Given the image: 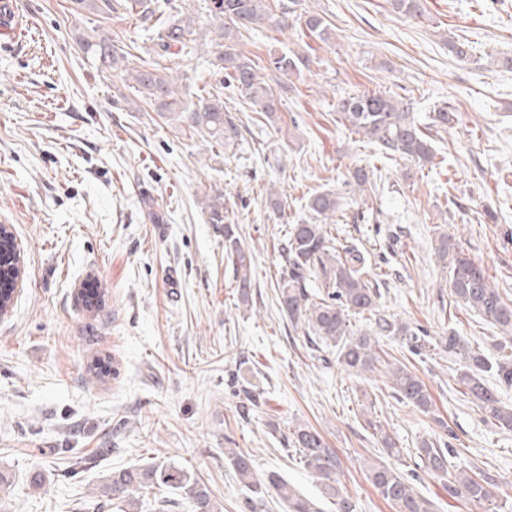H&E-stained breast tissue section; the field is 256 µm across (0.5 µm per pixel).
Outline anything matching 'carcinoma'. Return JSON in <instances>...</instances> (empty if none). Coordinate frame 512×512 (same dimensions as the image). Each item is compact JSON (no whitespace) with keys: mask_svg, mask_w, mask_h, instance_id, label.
Returning <instances> with one entry per match:
<instances>
[{"mask_svg":"<svg viewBox=\"0 0 512 512\" xmlns=\"http://www.w3.org/2000/svg\"><path fill=\"white\" fill-rule=\"evenodd\" d=\"M211 26L205 32L197 28L195 17L188 13L160 18L157 0H130L139 7L138 20L151 25L160 49L170 54H189L198 35L209 39L215 48L217 66L224 71V83L232 87L255 112L273 119L278 112V98L260 74V57L248 56L241 49L243 33L261 27L272 18L273 0H209ZM392 8L407 17L425 16L424 0H391ZM307 32L326 43L335 31L318 13L301 20ZM83 52L93 57L100 67L118 70L129 52L98 35L82 40ZM308 56L290 50L269 59L281 89L290 88L291 76L308 66ZM138 92L161 110L177 114L189 128L208 134L230 147L241 136V126L224 112L221 88L198 102L186 103L176 98L177 91L160 64L144 65L132 75ZM413 98L393 91L347 94L336 102L339 122L349 131L367 139L377 152L388 158L396 154L424 166L434 159L431 134L415 117ZM456 109L446 103L434 109L431 126L448 128L454 122ZM141 209L154 224L164 222L156 199L147 193L140 197ZM313 215L288 228L285 255L287 264L277 284L278 305L290 323L304 326L307 341L336 349L339 364L356 373L384 371L391 383L393 397L407 401L423 414H433V401L428 388L408 365L388 359L381 340L399 338L413 354H419L429 341L406 325L391 321L378 310L379 289L368 278L365 254L357 247L338 246L327 232L326 221L339 211L336 193L318 192L308 199ZM208 223L224 225V257L235 273L238 299L249 303L252 288V251L241 238L237 225L231 223L224 195L205 199ZM435 255L449 268L450 291L454 302L480 315L496 327L503 344L498 354L489 357L472 350L464 337L450 330L439 339L444 351L457 356L465 364L458 380L462 395L470 398L488 419L501 428L512 430V407L503 405L497 390L488 384L494 377L512 386V301L505 299L483 266L461 256L452 238L445 232L435 242ZM369 313L372 331L355 332L351 318ZM367 425L373 437L388 456L400 455L396 438L372 420ZM291 444L300 462L320 485L322 497L307 496L277 472L256 474L249 454L239 448L224 449V457L239 482L249 491L243 503L244 512H265L266 495L275 497L283 512H323L322 499H331L336 512H357L356 502L340 485L341 461L325 437L315 428L299 424L291 432ZM423 468L439 480L448 496L492 508L494 479L482 468L451 470L448 449L424 440L416 451ZM366 478L376 494L393 512H434V504L420 495L413 485L390 464L376 460L366 468ZM163 486L192 503L194 512H221L220 504L210 489L186 470L164 462L136 464L115 469L103 480L101 496L109 498L120 512H139L143 491Z\"/></svg>","mask_w":512,"mask_h":512,"instance_id":"carcinoma-1","label":"carcinoma"}]
</instances>
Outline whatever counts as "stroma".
Segmentation results:
<instances>
[{
    "mask_svg": "<svg viewBox=\"0 0 512 512\" xmlns=\"http://www.w3.org/2000/svg\"><path fill=\"white\" fill-rule=\"evenodd\" d=\"M21 2L27 41L0 45V224L10 225L24 269L0 317V475L12 485L0 512H116L97 495L103 476L155 461L189 471L222 512H242L247 491L228 448L249 453L258 474L279 472L316 497L287 449L299 424L336 448L358 512H392L363 473L381 453L368 415L396 436L402 454L392 467L437 512L483 508L449 498L416 465L425 439L448 444L453 468L489 470L499 512H512V431L463 400L458 357H409L436 402L434 416L422 415L389 397L378 374L349 373L329 350H310L303 328L278 311L274 288L289 225L309 219L311 195L332 190L342 204L327 229L364 251L382 314L433 339L453 329L472 348L497 349L498 330L454 303L434 243L449 232L512 300V69L498 63L512 56V0H426L423 19L393 12L388 0H275L288 27L275 20L250 31L242 49L264 59L300 48L311 63L282 96L278 122L225 92L242 126L228 149L159 115L83 54L81 40L96 31L131 48L129 66L159 59L123 0H88L75 15L71 0ZM310 11L331 24L333 41L297 28ZM451 38L469 43L466 59L449 53ZM214 60L206 46L162 62L194 101L223 78ZM400 86L413 90L419 119L444 102L457 110L430 165L383 158L337 122L338 97ZM357 167L369 173L360 194L345 184ZM144 189L165 223L141 212ZM272 190L286 198L284 213L267 207ZM215 191L230 199L253 250L246 306L224 260V227L203 211ZM89 280L101 295L91 309L82 299ZM104 358L110 373L94 377L91 364ZM244 386L259 392L246 416L237 412ZM82 457L95 466L74 470Z\"/></svg>",
    "mask_w": 512,
    "mask_h": 512,
    "instance_id": "35a3bbf8",
    "label": "stroma"
}]
</instances>
